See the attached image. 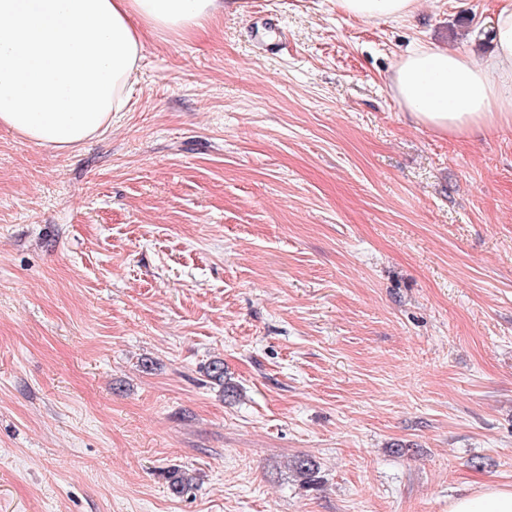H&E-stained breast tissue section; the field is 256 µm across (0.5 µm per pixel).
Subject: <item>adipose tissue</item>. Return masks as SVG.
<instances>
[{
	"label": "adipose tissue",
	"mask_w": 512,
	"mask_h": 512,
	"mask_svg": "<svg viewBox=\"0 0 512 512\" xmlns=\"http://www.w3.org/2000/svg\"><path fill=\"white\" fill-rule=\"evenodd\" d=\"M364 21L406 19L419 0H336ZM223 0H0V126L57 151L97 136L126 111L143 37L200 35ZM493 49L476 58L419 44L390 85L412 121L464 134L512 125V0L494 17ZM448 512H512V487L457 496Z\"/></svg>",
	"instance_id": "ef3b65f1"
}]
</instances>
